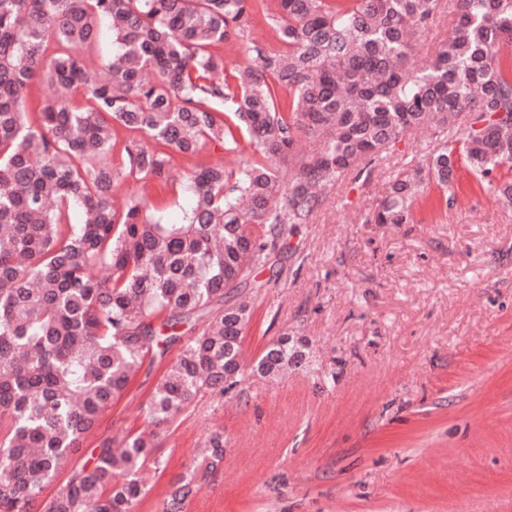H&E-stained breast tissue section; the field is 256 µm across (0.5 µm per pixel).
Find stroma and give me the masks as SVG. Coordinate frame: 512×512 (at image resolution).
Segmentation results:
<instances>
[{
  "instance_id": "stroma-1",
  "label": "stroma",
  "mask_w": 512,
  "mask_h": 512,
  "mask_svg": "<svg viewBox=\"0 0 512 512\" xmlns=\"http://www.w3.org/2000/svg\"><path fill=\"white\" fill-rule=\"evenodd\" d=\"M255 4L246 36L215 48L225 76L249 62L251 43L281 48L276 0ZM436 145L433 129L409 133L369 180L345 177L296 225L281 278L257 276L244 354L257 358L288 330L309 340L310 367L278 379L244 372L224 397L180 413L156 450L167 468L144 470L133 512H163L171 482L217 429L224 461L186 512H512V204L462 170L448 210L419 202L416 223L369 221L393 175ZM193 166L174 157L168 189L125 178L113 199L145 196L180 223ZM165 368L130 383L72 466L143 426L140 406Z\"/></svg>"
}]
</instances>
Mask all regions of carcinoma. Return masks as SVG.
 Here are the masks:
<instances>
[{
    "instance_id": "1",
    "label": "carcinoma",
    "mask_w": 512,
    "mask_h": 512,
    "mask_svg": "<svg viewBox=\"0 0 512 512\" xmlns=\"http://www.w3.org/2000/svg\"><path fill=\"white\" fill-rule=\"evenodd\" d=\"M278 7L282 49L252 45L232 86L213 48L245 37L251 0H0V512H31L66 469L43 512H131L145 467L166 468L157 434L104 441L71 469L86 435L176 344L141 404L149 424L169 423L201 394L233 390L253 316L238 295L339 181L371 176L410 131L433 123L440 145L389 182L368 222L414 223L432 183L444 195L425 204L450 205L460 164L512 203V179L499 176L512 168V0ZM438 16L451 31L434 63L409 69L415 38ZM102 19L115 50L91 74ZM43 81L60 94L33 124L26 100ZM76 93L87 106L72 104ZM117 126L129 132L118 167ZM239 135L254 159L195 165L182 223L153 218L138 195L112 201L120 178L162 189L172 155L193 158L209 144L235 154ZM301 140L313 151L300 153ZM74 206L84 223H70ZM308 359L306 340L285 332L252 369L277 376ZM223 460L217 431L203 461L215 470ZM196 490L194 475L179 479L164 512H183Z\"/></svg>"
}]
</instances>
